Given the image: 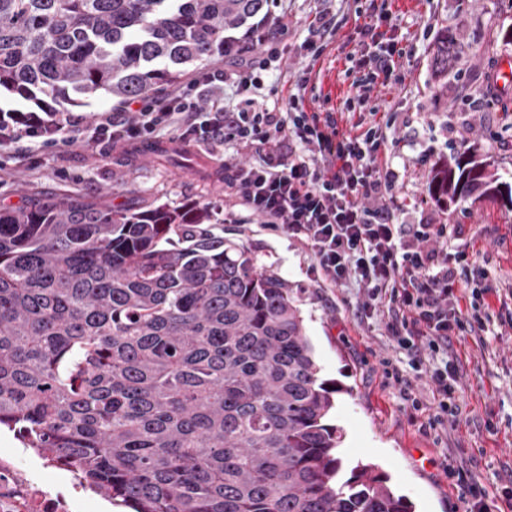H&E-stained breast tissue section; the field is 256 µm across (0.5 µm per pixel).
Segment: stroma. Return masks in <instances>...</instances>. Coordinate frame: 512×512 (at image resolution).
<instances>
[{
    "instance_id": "stroma-1",
    "label": "stroma",
    "mask_w": 512,
    "mask_h": 512,
    "mask_svg": "<svg viewBox=\"0 0 512 512\" xmlns=\"http://www.w3.org/2000/svg\"><path fill=\"white\" fill-rule=\"evenodd\" d=\"M369 4L269 0V17L286 15L288 29L258 49L268 61L263 103L287 108L295 73L309 63L318 93L343 111L350 84L345 46L356 34V8ZM390 9L403 37L401 80L377 87L371 103L391 119L386 135L397 220L447 225L448 251L473 254L469 274L487 273L494 288L486 332L453 341L448 351L460 366L461 391L447 427L429 430L430 409L414 411L399 385L387 378L381 361L395 351L384 320L361 317L357 286L321 285L305 245L267 229L225 192V162L256 161L254 152L200 137L184 142L174 131L150 141L77 142L53 150L25 140L0 153V209L63 196L132 211L208 204L213 226L243 243L258 267L274 271L299 308L319 376L334 388L329 422L342 434L344 469L375 465L414 512H464L455 480L460 472L485 486L489 512H512V502L496 489L497 475L512 473V326L499 319L502 303L512 301V208L498 198L448 205L429 193L436 163L472 143L491 171L512 184V89L499 102L480 91L493 60L512 55V43L501 36L512 27V0H392ZM322 12L334 17L336 33L331 49L312 62L305 45L315 39ZM445 31L463 42L467 53L459 73L442 79L432 58ZM0 458L15 462L52 495L77 497L75 512H131L107 505L91 490L74 492L69 471L23 447L4 427Z\"/></svg>"
}]
</instances>
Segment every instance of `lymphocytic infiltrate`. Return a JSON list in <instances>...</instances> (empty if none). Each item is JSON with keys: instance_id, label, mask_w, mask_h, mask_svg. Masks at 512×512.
<instances>
[{"instance_id": "obj_1", "label": "lymphocytic infiltrate", "mask_w": 512, "mask_h": 512, "mask_svg": "<svg viewBox=\"0 0 512 512\" xmlns=\"http://www.w3.org/2000/svg\"><path fill=\"white\" fill-rule=\"evenodd\" d=\"M396 30L383 5L366 13L357 28L359 40L346 55L357 75L345 107L363 111L348 127L342 113L322 104L308 107V65L295 75L286 111L260 105L266 64L241 44L225 53L222 69L198 74L179 91L149 102L125 101L121 110L135 115L130 123L112 112L96 113L85 125L67 112H0V151L24 139L55 148L83 133L92 144L132 143L173 128L184 141L210 133L255 151L257 162L225 165V188L263 224L303 242L323 284L355 283L366 298V315H386L396 349L406 352L413 371L428 377L434 406L428 424L434 429L458 410L459 366L449 361L448 348L453 339L485 330L491 288L483 281L459 285L455 269L470 259L467 252L438 248L446 225L397 221L394 175L381 162L387 137L368 104L375 86L400 79L396 60L403 51ZM221 84L239 97L236 108L219 97L200 109L197 90Z\"/></svg>"}]
</instances>
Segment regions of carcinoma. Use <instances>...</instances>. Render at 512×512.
Returning a JSON list of instances; mask_svg holds the SVG:
<instances>
[{
	"instance_id": "cac0c4a2",
	"label": "carcinoma",
	"mask_w": 512,
	"mask_h": 512,
	"mask_svg": "<svg viewBox=\"0 0 512 512\" xmlns=\"http://www.w3.org/2000/svg\"><path fill=\"white\" fill-rule=\"evenodd\" d=\"M269 0H0V99L57 112L176 85ZM463 49L442 34L441 74ZM430 193L512 205L468 147ZM288 289L206 204L0 210V427L134 512H411L341 435Z\"/></svg>"
}]
</instances>
